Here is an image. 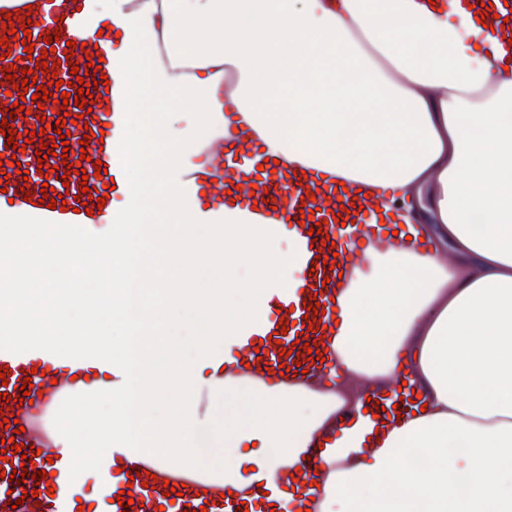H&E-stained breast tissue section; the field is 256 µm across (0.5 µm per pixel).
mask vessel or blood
Listing matches in <instances>:
<instances>
[{"label": "vessel or blood", "instance_id": "b4317fda", "mask_svg": "<svg viewBox=\"0 0 512 512\" xmlns=\"http://www.w3.org/2000/svg\"><path fill=\"white\" fill-rule=\"evenodd\" d=\"M37 22L31 25V36L36 44L33 53H26L24 44L12 42L9 58L0 59V98L12 90L6 82L9 66L23 69L29 57H45L58 63L60 80L69 82L72 67L86 68V53L99 51L109 57L112 33L92 36L85 48L76 49L74 56H65V37L70 31L86 27L83 13L65 12L62 0H38ZM59 30L62 37L54 41V53L44 54L41 33ZM85 94L94 95L90 112H80L75 105L59 107L60 90H53L51 101L45 102L44 120L18 113L7 126L17 131L39 130L42 123H55L62 115L70 119H84L85 128L71 126L66 156H52L38 162L35 144H28L25 152L14 153L4 134L0 133V153L15 157L21 173H13L9 165L0 166V217L32 226H41L66 235L70 227L80 225L85 230L95 229L101 218L111 215L115 195L111 183L121 182V169L112 159V139L119 129V118L124 102L115 90L98 86L85 87ZM77 88L69 90L77 95ZM260 147L233 149L226 157L224 175L218 178L219 191H231L245 211L255 212L260 219H277L281 224H292L298 235L297 250L304 265L312 266L303 284L293 295L276 294L268 302L264 332L247 337L234 355L236 364H227L223 348L210 350L204 357L208 372L207 386L198 391L187 407V415L203 417L214 396L223 393L225 386L246 379L252 385L273 388L287 387L300 381L312 383L329 376L335 366L331 351L330 326L334 318L335 299L339 293V274L350 264L359 245V238L367 235L368 210L356 214L346 212L353 197L350 193H336L334 184H307L297 171L273 173L264 170ZM81 164L84 175L69 174L68 168ZM103 165V174H96V165ZM54 187L64 194L67 204L62 209H50L46 204H32L20 196L21 187L39 192L43 186ZM86 202L87 212L77 209ZM321 226L323 233L311 237L308 230ZM317 298L321 311L316 322H309L306 300ZM318 346L319 351L308 354L305 344ZM289 357H282V350ZM286 372H279V365ZM0 366L8 369L7 385H0V407L7 398L20 400L12 414L23 426V433L0 428V471L20 468L23 459L33 462L34 470L50 474L48 482L35 483L32 478H0V512H78L79 507L91 512H184L185 508H207L208 512H239L240 505L252 506L254 512H268L270 506L294 495L299 512H308L314 496L310 484L316 471L325 467V449H308L303 461L281 468L273 477L253 472L245 483L233 491H226L223 475L204 468H187L175 459L158 457L148 452L113 445L102 454L83 460L75 448L81 443L79 431L68 426V414L79 402L121 394L126 384L123 367L103 353H87L74 346L67 357H60L56 346L47 340L17 332L0 337ZM31 377L38 396L32 403L22 401L21 385L24 377ZM18 444L27 445L26 453L15 452ZM150 472L155 479L148 485L131 482L130 471ZM182 484V494L176 499L164 495L165 482ZM130 489L134 499L130 507L120 506V490ZM38 497H31V490Z\"/></svg>", "mask_w": 512, "mask_h": 512}]
</instances>
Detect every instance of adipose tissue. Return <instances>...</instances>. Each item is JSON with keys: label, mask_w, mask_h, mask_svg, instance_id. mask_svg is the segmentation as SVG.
<instances>
[{"label": "adipose tissue", "mask_w": 512, "mask_h": 512, "mask_svg": "<svg viewBox=\"0 0 512 512\" xmlns=\"http://www.w3.org/2000/svg\"><path fill=\"white\" fill-rule=\"evenodd\" d=\"M110 20L126 110L109 230L86 243L0 226V335L73 346L74 321L109 319L86 348L128 374L93 456L122 444L196 466L224 451V484L291 466L328 431L319 512H512V50L470 0H77ZM255 138L280 167L362 190L391 225L386 250L347 266L332 329L339 379L225 390L224 419L181 415L201 357L258 332L270 294L305 278L287 229L183 177ZM89 251L95 263L57 277ZM111 275L91 298L87 274ZM421 403L375 423L358 387ZM248 398L249 412L236 408ZM354 409V420L332 421Z\"/></svg>", "instance_id": "adipose-tissue-1"}]
</instances>
